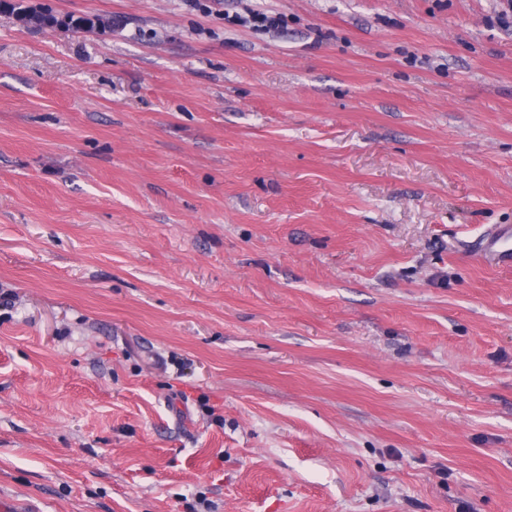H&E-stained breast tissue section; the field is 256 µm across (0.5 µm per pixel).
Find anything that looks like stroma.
Segmentation results:
<instances>
[{"mask_svg": "<svg viewBox=\"0 0 512 512\" xmlns=\"http://www.w3.org/2000/svg\"><path fill=\"white\" fill-rule=\"evenodd\" d=\"M31 2L97 24L0 15V497L512 512V0ZM224 21L230 25H246L264 30L278 29L283 25L284 19L281 15L265 12L262 10L249 9L246 16L224 15ZM486 258L497 264L512 263V228L501 227L492 233L483 243Z\"/></svg>", "mask_w": 512, "mask_h": 512, "instance_id": "stroma-1", "label": "stroma"}]
</instances>
